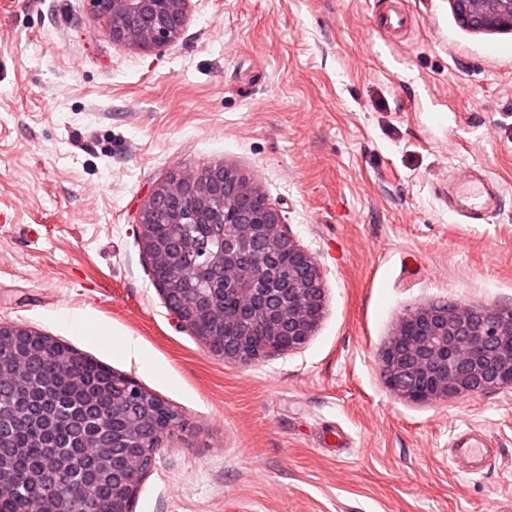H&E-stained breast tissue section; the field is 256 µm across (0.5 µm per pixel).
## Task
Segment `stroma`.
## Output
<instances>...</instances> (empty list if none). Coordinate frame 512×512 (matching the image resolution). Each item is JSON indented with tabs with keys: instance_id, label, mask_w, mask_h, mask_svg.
Instances as JSON below:
<instances>
[{
	"instance_id": "stroma-1",
	"label": "stroma",
	"mask_w": 512,
	"mask_h": 512,
	"mask_svg": "<svg viewBox=\"0 0 512 512\" xmlns=\"http://www.w3.org/2000/svg\"><path fill=\"white\" fill-rule=\"evenodd\" d=\"M387 3L190 0L179 36L142 49L89 0H0V321L179 415L133 512H512V386L413 402L378 360L421 307L512 308V28L398 0L392 32ZM216 163L323 274L298 351L211 356L153 282L139 207ZM478 166L504 205L474 224L438 189ZM467 431L496 445L476 474L451 459Z\"/></svg>"
}]
</instances>
